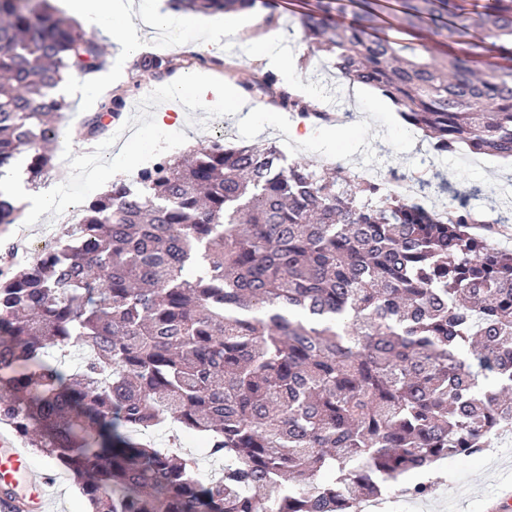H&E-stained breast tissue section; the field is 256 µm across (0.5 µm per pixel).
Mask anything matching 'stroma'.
<instances>
[{
    "instance_id": "stroma-1",
    "label": "stroma",
    "mask_w": 512,
    "mask_h": 512,
    "mask_svg": "<svg viewBox=\"0 0 512 512\" xmlns=\"http://www.w3.org/2000/svg\"><path fill=\"white\" fill-rule=\"evenodd\" d=\"M315 6L316 0H277L273 9L250 14V33L256 36L270 30L279 31V48L301 80L315 87L320 99L332 98L337 105L346 106L350 114L348 126L337 134L335 141L321 139L297 144L289 140L287 123L298 117L294 109L285 110V119L280 123L243 125L235 113L202 101L184 113L180 127L170 128L171 141L165 150L174 153L207 145L223 129L232 127L236 130L234 143H275L290 163H308L326 170L333 167L334 154L340 151L352 168L370 166L385 172L393 169L409 176L438 170L449 183L481 185L485 193L479 198V205L493 202L500 208L512 209V198L502 192L503 187L512 185V163L488 155L476 160L461 150L449 155L435 153L418 131L398 119L394 106L382 94L371 89L361 97H354L347 84L337 78L335 69L308 57L307 45L297 30L298 14ZM141 36L147 53L172 60L174 69L170 76H155L144 71L139 62L132 61L124 65L118 78L108 79L101 73L91 78L75 75L53 91L54 96L64 98L70 105L61 121L66 130L81 125L87 115L99 111L109 98L122 97L123 111L128 117L126 127L134 133L132 142L138 145V153L128 159L122 151H115L105 164L86 177L82 168L87 143L74 141L67 133L60 136L52 146V165L41 180L43 188L53 197H72L77 206H84L105 191L107 180L133 177L136 170L151 165L165 151L158 146L161 130L151 126L150 119L170 106L164 93L169 79L181 81L182 96L186 99L195 96L191 76L209 74L238 86L253 104H270V97L255 85L266 68L262 61L252 59L243 45L201 57L189 52L187 46L206 39L204 27L183 26L163 40L149 29L142 30ZM63 231L57 215L51 212L37 224L9 225L5 232H0V254L7 243L16 239L22 240L32 253L63 245ZM32 461L50 479L49 512H86L87 501L69 475L55 469L40 454H33ZM452 471L459 477L458 484L449 487L447 498H429V512H491L499 490L512 486L511 464L493 462L479 454L439 461L435 466L436 486H448V474Z\"/></svg>"
}]
</instances>
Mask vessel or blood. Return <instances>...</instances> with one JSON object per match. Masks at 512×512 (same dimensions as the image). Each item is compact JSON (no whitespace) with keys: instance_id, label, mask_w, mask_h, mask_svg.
Returning <instances> with one entry per match:
<instances>
[{"instance_id":"vessel-or-blood-1","label":"vessel or blood","mask_w":512,"mask_h":512,"mask_svg":"<svg viewBox=\"0 0 512 512\" xmlns=\"http://www.w3.org/2000/svg\"><path fill=\"white\" fill-rule=\"evenodd\" d=\"M49 482L31 462L28 451L0 433V487L14 499L0 503V512H45Z\"/></svg>"}]
</instances>
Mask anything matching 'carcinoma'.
<instances>
[{
	"label": "carcinoma",
	"instance_id": "obj_1",
	"mask_svg": "<svg viewBox=\"0 0 512 512\" xmlns=\"http://www.w3.org/2000/svg\"><path fill=\"white\" fill-rule=\"evenodd\" d=\"M353 4L300 18L309 55L380 91L434 151L512 158V67L474 69L468 40L479 27L512 53V0H401V28L457 46L439 60ZM106 63L50 0H0V176L22 155L31 179L48 171L69 110L51 90ZM276 84L257 81L324 116ZM104 126L93 113L79 137ZM15 220L0 193V226ZM486 220L343 167L326 180L273 144L161 156L91 200L66 244L0 266V424L72 476L89 512H361L512 428V251L469 231ZM72 347L85 356L70 372ZM171 424L220 477L133 437Z\"/></svg>",
	"mask_w": 512,
	"mask_h": 512
}]
</instances>
